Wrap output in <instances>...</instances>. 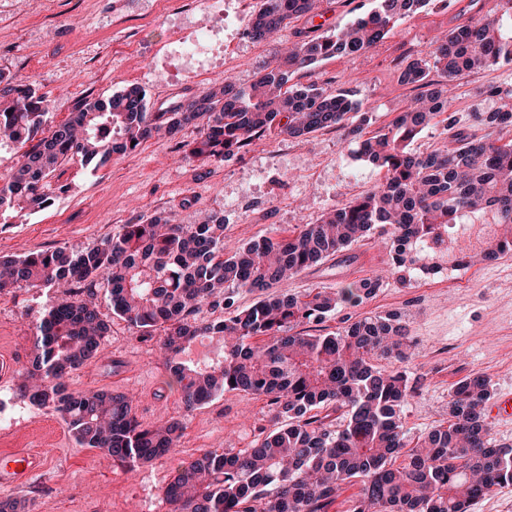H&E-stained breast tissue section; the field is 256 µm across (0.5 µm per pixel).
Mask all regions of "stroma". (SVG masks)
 <instances>
[{
  "mask_svg": "<svg viewBox=\"0 0 512 512\" xmlns=\"http://www.w3.org/2000/svg\"><path fill=\"white\" fill-rule=\"evenodd\" d=\"M223 2L220 13L202 7L185 14L176 11L175 0H0V71L37 86L51 125L66 121L76 101L107 98L130 84L145 89L149 111L164 112L227 78L249 86L277 47L311 29L310 19L300 18L276 43H258L243 32L256 0ZM476 17L470 0H431L367 51L296 71L291 82L348 93L370 109L372 129L383 128L415 94L412 86L399 83L400 68L414 58H430L437 37ZM203 32L210 35L208 54L198 62L182 57L179 46ZM510 87L512 64L455 78L456 126L426 128L411 150L427 153L448 145L456 127L472 126L473 113L495 108L488 89ZM196 135L190 125L174 138L147 140L98 168L65 165L49 208L0 224V257L85 248L120 225L157 216L194 224L204 215H218L226 238L245 244L315 222L384 179L383 170L358 159L355 145L336 129L293 138L275 127L238 152L211 160L186 157L183 145ZM387 261L377 239H367L307 269L287 288L297 294L333 291L374 277ZM439 265L438 272L412 276L406 286L390 275L361 304L301 325L302 331L323 335L367 315H407L412 357L406 370L416 391L401 417L412 443L447 423L449 394L461 378L480 372L492 393L512 390V253L462 265L455 273L449 272L448 259ZM98 299L110 334L100 355L71 374L70 389L125 394L140 422L178 419L183 435L174 452L151 464L118 462L105 451L79 447L60 416L31 402L20 390V378H13L7 387L16 414L0 423V451L38 448L52 464L32 487L0 491L1 504L24 501L28 512H168L163 489L178 469L206 451L251 447L276 427L267 402L244 393H227L184 411L177 392L166 385L157 340H140L114 316L106 290H99ZM55 302L45 288L1 295L0 353L27 366L33 325Z\"/></svg>",
  "mask_w": 512,
  "mask_h": 512,
  "instance_id": "obj_1",
  "label": "stroma"
}]
</instances>
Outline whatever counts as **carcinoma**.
I'll return each mask as SVG.
<instances>
[{
    "mask_svg": "<svg viewBox=\"0 0 512 512\" xmlns=\"http://www.w3.org/2000/svg\"><path fill=\"white\" fill-rule=\"evenodd\" d=\"M430 0H376L373 11L329 35L305 36L277 56L244 88L230 80L180 103L150 112L146 91L129 86L107 99H84L71 117L45 127L44 96L0 71V135L23 150V162L0 177V224L15 213L39 211L52 201L51 179L65 162L105 164L154 135L176 136L205 121L187 144L189 158L217 159L271 129L299 137L326 128L344 132L364 160L384 170L376 189L286 236L263 237L236 249L224 245V218L170 224L155 217L123 224L98 245L0 258V294L52 288L61 299L35 323L34 357L24 394L59 414L76 443L104 450L121 463L144 464L176 446L177 420L144 426L128 398L110 392L74 393L67 379L95 359L109 332L96 288L109 287L112 314L142 340L161 337L162 362L183 408L191 412L231 392L274 406L284 426L251 448L206 451L181 468L163 490L170 512H325L345 484L360 483L352 512H469L492 488L512 484V446H495L485 423L490 381L472 373L453 387L448 422L409 446L401 407L414 391L406 371L372 361L411 357L400 314L359 319L337 334L294 331L321 322L344 303L369 298L382 277L336 292L288 293V278L389 227L390 266L403 273L434 267L441 241L478 212L494 216L484 260L512 252V140L459 131L454 145L426 154L407 141L450 121L451 82L484 67L512 63V0H493L477 22L436 41L431 59L406 65L399 81L417 97L386 127L368 133L367 112L347 94L314 84L290 86L292 74L336 56L353 55L384 39L396 23ZM318 0H258L248 34L272 38L294 19L317 15ZM437 73L440 79L433 78ZM497 107L474 113L488 130L512 127V88L493 89ZM44 136L29 145L37 133ZM282 288L280 292L269 289ZM261 296L232 307L227 290ZM207 307L213 318H202ZM216 343L212 358H188L191 346ZM343 426L333 429V415Z\"/></svg>",
    "mask_w": 512,
    "mask_h": 512,
    "instance_id": "cac0c4a2",
    "label": "carcinoma"
}]
</instances>
